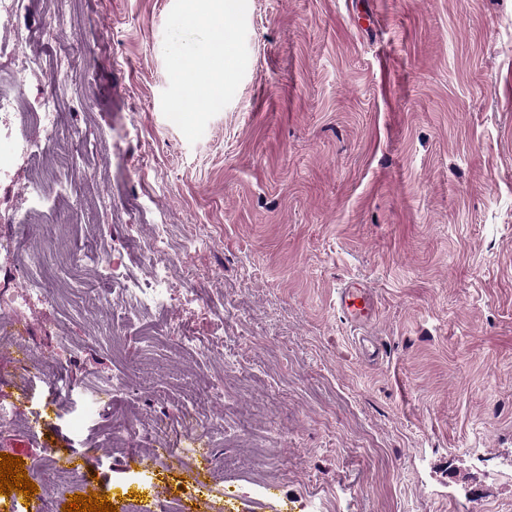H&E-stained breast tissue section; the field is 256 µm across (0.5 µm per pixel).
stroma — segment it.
<instances>
[{"label": "stroma", "mask_w": 512, "mask_h": 512, "mask_svg": "<svg viewBox=\"0 0 512 512\" xmlns=\"http://www.w3.org/2000/svg\"><path fill=\"white\" fill-rule=\"evenodd\" d=\"M236 3L216 105L181 77L211 0H26L0 32V88L31 101L54 78L58 151L91 141L53 182L18 161L0 184L20 216L48 196L25 248L58 298L0 317L32 350L0 348V453L38 488L0 512H63L87 487L159 512L184 485L183 512H512V470L485 477L512 461V0ZM160 228L196 245L172 279L199 307L110 333L85 300L105 268L70 259L101 240L141 276ZM351 280L374 292L363 325L336 311ZM60 355L75 387L50 401ZM159 422L191 456H166ZM50 448L91 461L63 494L38 476Z\"/></svg>", "instance_id": "obj_1"}]
</instances>
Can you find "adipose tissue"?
<instances>
[{"label":"adipose tissue","mask_w":512,"mask_h":512,"mask_svg":"<svg viewBox=\"0 0 512 512\" xmlns=\"http://www.w3.org/2000/svg\"><path fill=\"white\" fill-rule=\"evenodd\" d=\"M230 25L229 13L222 12L215 15L211 24L212 38L207 46L209 59L207 67L200 69L190 65L185 70L183 80L193 103H205L211 95L220 92L222 89L216 76L231 61L228 52L230 41L226 36Z\"/></svg>","instance_id":"ef3b65f1"}]
</instances>
